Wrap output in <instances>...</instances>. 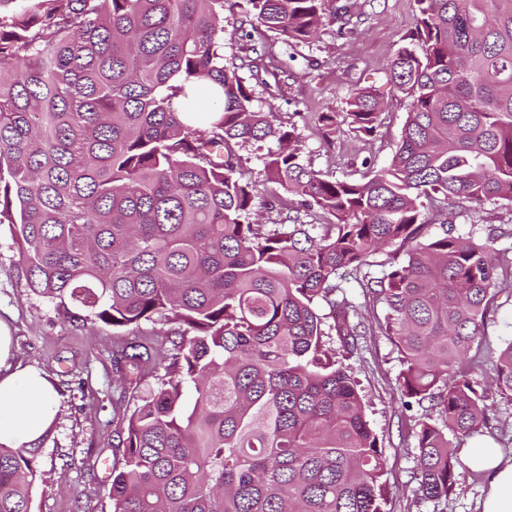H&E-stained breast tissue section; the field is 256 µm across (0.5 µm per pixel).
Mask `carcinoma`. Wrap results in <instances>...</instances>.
Wrapping results in <instances>:
<instances>
[{
  "mask_svg": "<svg viewBox=\"0 0 512 512\" xmlns=\"http://www.w3.org/2000/svg\"><path fill=\"white\" fill-rule=\"evenodd\" d=\"M227 2L0 0V224L29 289L76 320L177 327L167 348L133 338L113 353L134 391L164 370L118 431L113 512H384L383 446L315 308L351 307L332 299L348 279L386 309L403 405L430 404L414 493L446 500L448 434L489 425L470 352L512 299V247L446 229L465 199L512 206V0H414L388 67L407 116L389 164L359 178L304 163L296 128L252 108L224 66ZM246 2L248 38L291 47L327 18L356 32L351 2ZM346 105L319 113L327 136H373L378 95ZM268 138L260 195L237 148ZM263 209L295 215L261 224ZM364 328L333 326L347 345ZM494 393L512 400V342ZM43 442L0 445V512H32Z\"/></svg>",
  "mask_w": 512,
  "mask_h": 512,
  "instance_id": "obj_1",
  "label": "carcinoma"
}]
</instances>
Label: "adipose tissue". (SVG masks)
Wrapping results in <instances>:
<instances>
[{"instance_id": "obj_1", "label": "adipose tissue", "mask_w": 512, "mask_h": 512, "mask_svg": "<svg viewBox=\"0 0 512 512\" xmlns=\"http://www.w3.org/2000/svg\"><path fill=\"white\" fill-rule=\"evenodd\" d=\"M11 336L0 320V444L18 448L40 438L60 410L58 392L39 370L12 363ZM462 461L473 471H488L492 480L481 512H512V456L483 440L465 449Z\"/></svg>"}]
</instances>
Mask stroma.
I'll return each mask as SVG.
<instances>
[{"mask_svg": "<svg viewBox=\"0 0 512 512\" xmlns=\"http://www.w3.org/2000/svg\"><path fill=\"white\" fill-rule=\"evenodd\" d=\"M246 9L245 0H228L225 6L224 63L237 66L254 108L273 113L282 125H296L303 160L326 176H357L365 166L387 165L408 109L407 99L389 82L387 68L400 38L415 25L414 0H357L360 22L349 38L338 37L336 24L328 22L311 42L288 50L273 42L275 55L287 51L292 59L288 75L271 88L249 67L253 54L240 27ZM364 87L376 89L384 101L376 136L360 139L346 128L327 142L319 113L342 111L348 95ZM468 209L471 221L457 224L458 232L495 239L501 248L512 246L511 207L472 202ZM17 260L11 229L0 224V319L11 328L16 362L41 370L60 400L58 419L43 442L42 477L33 490L32 510L112 512L111 478L104 468L117 455L121 415L112 402L121 382L112 352L122 336L91 320L71 321L55 302L33 295ZM510 341L512 304L505 302L490 311L479 344L481 361L471 376L480 388H490L498 352ZM324 344L352 372L366 418L383 445L385 512H478L489 479L461 464L446 501L423 500L413 493L415 439L409 421L421 410L402 406L396 386L401 365L389 337L373 328L353 347L334 334Z\"/></svg>", "mask_w": 512, "mask_h": 512, "instance_id": "stroma-1", "label": "stroma"}]
</instances>
